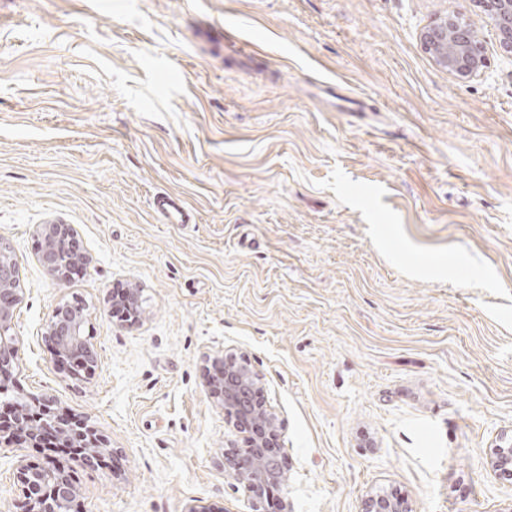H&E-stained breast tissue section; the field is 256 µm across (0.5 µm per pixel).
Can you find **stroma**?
<instances>
[{
    "instance_id": "obj_1",
    "label": "stroma",
    "mask_w": 512,
    "mask_h": 512,
    "mask_svg": "<svg viewBox=\"0 0 512 512\" xmlns=\"http://www.w3.org/2000/svg\"><path fill=\"white\" fill-rule=\"evenodd\" d=\"M457 12L483 79L419 41ZM160 192L196 223H158ZM44 224L89 259L68 281ZM0 240L14 386L115 450L71 462L83 512H253L249 435L206 385L230 353L280 426L265 512H512L489 463L512 437V64L474 0H0ZM65 302L89 314L83 379L44 337ZM43 239L40 251V263L43 268L58 279L67 278L70 271L86 263V258L77 251L70 249L66 244L73 231L66 224H44L40 229ZM64 250L69 260L62 263L60 252ZM7 246L0 243V387L12 379L13 364L18 361L17 338L13 332V318L18 304L19 289L16 268L7 254ZM365 512H411L408 503L403 498L389 494L368 496L365 500Z\"/></svg>"
}]
</instances>
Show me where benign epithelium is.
<instances>
[{"mask_svg": "<svg viewBox=\"0 0 512 512\" xmlns=\"http://www.w3.org/2000/svg\"><path fill=\"white\" fill-rule=\"evenodd\" d=\"M482 7L496 30L504 57L512 62V0H473ZM419 40L437 67L448 72L457 81H470L485 76L487 58L483 42L462 14L438 17L422 28ZM43 239L40 263L58 279L69 276L70 271L86 263L85 256L67 246L73 234L66 224H44L40 229ZM17 271L7 254V246L0 243V387L12 378L13 364L18 361L17 338L13 332V318L18 304ZM87 317L80 305L62 304L56 307L47 326L46 337L62 364L75 376L91 374L97 365V355L84 339ZM211 394L220 402L224 412L234 418L235 426L252 434L248 460L235 463L234 475L252 500L254 512H262L263 490L269 484L288 482L282 460L267 452L275 448L280 439L275 413L253 399L259 387V377L247 360L224 358L208 381ZM40 433L30 426L20 431H0V458L14 452L13 443L38 442ZM109 447L101 436L88 435L81 442L74 457L85 465L98 452ZM496 469L512 473V438L500 439L493 448ZM15 478L22 485L27 500V512H70L76 506L79 494L70 476L54 456L47 452L43 462L29 465L16 461ZM364 512H411L403 498L389 494L370 495L365 500Z\"/></svg>", "mask_w": 512, "mask_h": 512, "instance_id": "1", "label": "benign epithelium"}]
</instances>
